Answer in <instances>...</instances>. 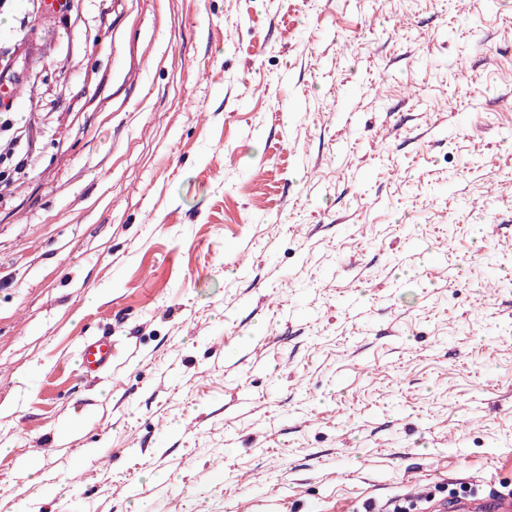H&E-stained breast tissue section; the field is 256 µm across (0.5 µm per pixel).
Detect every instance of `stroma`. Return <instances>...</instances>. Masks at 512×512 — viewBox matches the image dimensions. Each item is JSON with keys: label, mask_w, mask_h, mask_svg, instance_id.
I'll list each match as a JSON object with an SVG mask.
<instances>
[{"label": "stroma", "mask_w": 512, "mask_h": 512, "mask_svg": "<svg viewBox=\"0 0 512 512\" xmlns=\"http://www.w3.org/2000/svg\"><path fill=\"white\" fill-rule=\"evenodd\" d=\"M0 88V512L512 490V0H0ZM81 372L97 376L112 367V337L95 336L84 339L79 348Z\"/></svg>", "instance_id": "35a3bbf8"}]
</instances>
